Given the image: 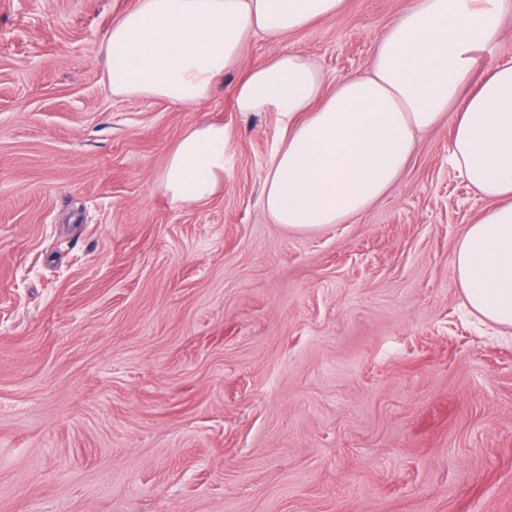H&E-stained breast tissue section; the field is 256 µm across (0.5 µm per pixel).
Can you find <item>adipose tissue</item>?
I'll return each mask as SVG.
<instances>
[{
  "mask_svg": "<svg viewBox=\"0 0 512 512\" xmlns=\"http://www.w3.org/2000/svg\"><path fill=\"white\" fill-rule=\"evenodd\" d=\"M344 0H137L112 23L104 78L118 97L193 105L208 99L251 38L280 41L336 15ZM512 0H410L376 43L369 68L327 89L301 53L274 54L235 87L240 112H275L281 133L264 180L274 223L342 224L400 179L421 134L452 123L450 161L491 205L452 258L469 310L512 333V59L479 72ZM231 133L201 122L169 152L172 203L224 189Z\"/></svg>",
  "mask_w": 512,
  "mask_h": 512,
  "instance_id": "adipose-tissue-1",
  "label": "adipose tissue"
}]
</instances>
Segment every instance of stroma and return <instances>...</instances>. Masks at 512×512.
I'll return each mask as SVG.
<instances>
[{
    "instance_id": "1",
    "label": "stroma",
    "mask_w": 512,
    "mask_h": 512,
    "mask_svg": "<svg viewBox=\"0 0 512 512\" xmlns=\"http://www.w3.org/2000/svg\"><path fill=\"white\" fill-rule=\"evenodd\" d=\"M135 2L0 0V512H512V338L454 283L488 202L450 123L371 208L293 232L262 201L279 116L234 105L278 49L365 71L409 0L255 37L197 108L112 95ZM202 121L224 190L172 205ZM231 150L226 126L200 122L189 129L169 152L161 175L172 203H200L223 191L224 167Z\"/></svg>"
}]
</instances>
